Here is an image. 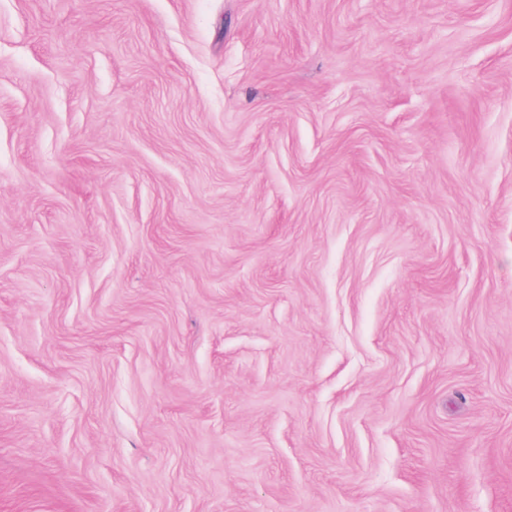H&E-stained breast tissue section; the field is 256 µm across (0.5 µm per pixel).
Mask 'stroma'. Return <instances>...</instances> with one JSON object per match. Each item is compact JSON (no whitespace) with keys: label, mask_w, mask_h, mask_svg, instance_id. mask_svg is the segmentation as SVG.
Segmentation results:
<instances>
[{"label":"stroma","mask_w":512,"mask_h":512,"mask_svg":"<svg viewBox=\"0 0 512 512\" xmlns=\"http://www.w3.org/2000/svg\"><path fill=\"white\" fill-rule=\"evenodd\" d=\"M0 512H512V0H0Z\"/></svg>","instance_id":"1"}]
</instances>
